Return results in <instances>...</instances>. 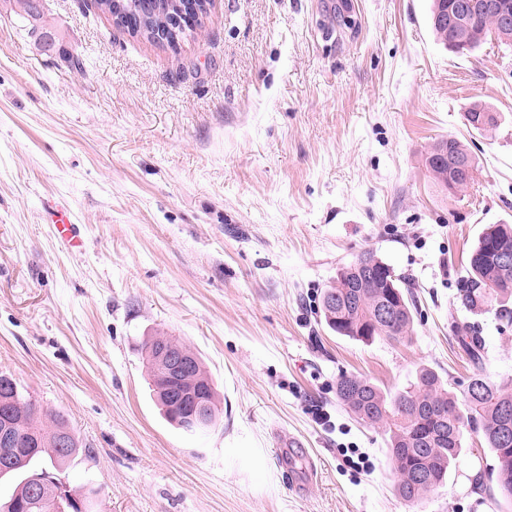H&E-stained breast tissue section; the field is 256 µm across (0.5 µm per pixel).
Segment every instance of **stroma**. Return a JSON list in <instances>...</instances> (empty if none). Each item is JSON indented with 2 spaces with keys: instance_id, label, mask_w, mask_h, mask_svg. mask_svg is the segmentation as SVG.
Wrapping results in <instances>:
<instances>
[{
  "instance_id": "1",
  "label": "stroma",
  "mask_w": 512,
  "mask_h": 512,
  "mask_svg": "<svg viewBox=\"0 0 512 512\" xmlns=\"http://www.w3.org/2000/svg\"><path fill=\"white\" fill-rule=\"evenodd\" d=\"M430 5L211 0L173 51L90 0H41L35 18L0 0V371L74 429L62 478L94 488L90 512H512L483 487L470 431L444 485L406 502L383 430L336 397L341 374L394 392L422 367L463 393L454 285L485 226L512 224V46L453 53ZM477 101L495 129L466 126ZM448 137L478 161L460 194L423 162ZM46 197L68 201L81 252L46 223ZM366 251L411 284V340L321 322L322 289ZM477 322L484 375L512 383V324ZM155 334L211 373L207 434L153 401Z\"/></svg>"
}]
</instances>
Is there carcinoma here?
<instances>
[{
  "label": "carcinoma",
  "mask_w": 512,
  "mask_h": 512,
  "mask_svg": "<svg viewBox=\"0 0 512 512\" xmlns=\"http://www.w3.org/2000/svg\"><path fill=\"white\" fill-rule=\"evenodd\" d=\"M452 0H432L429 22L445 46L456 37V30L445 26L442 17ZM162 8L151 20L142 19L141 0H94L95 9L107 20L120 13L126 23L116 24L133 38L177 51L180 43L202 28L208 0H160ZM471 49L491 39L512 45V34L504 36L497 21L475 12L463 18ZM469 128L485 131L497 124L496 113L482 103L465 112ZM424 164L435 182L444 189L465 190L477 161L455 138L434 142L424 155ZM512 255V225L489 224L473 248L468 268L456 283V302L469 316L495 310L502 321H512V261L503 263L502 254ZM392 266L375 253L365 251L342 268L321 293L320 320L339 336L362 342L377 337L408 340L413 332V300L406 278L387 277ZM391 309L388 319L382 310ZM458 339L470 358L478 363L485 340L469 322H453ZM164 347L172 355L189 350L170 336H149L144 341L143 367L153 400L164 417L185 430L168 402L166 381L153 368V355ZM189 377L204 390L202 412L204 430L220 419L217 393L211 374L200 357L190 366ZM336 397L358 421L378 427L387 435V448L397 475V491L414 503L442 485L448 468L458 461L464 429L482 436L489 451L485 464L488 476H496L501 496L512 500V386L497 384L482 373L474 374L462 396L448 390V382L438 373L421 368L414 381L390 393L370 380L343 374L336 382ZM9 425L22 450L3 455L0 445V478L26 472L0 512H88L94 490L84 494L78 508L56 501L60 470L80 447L68 422L48 414L26 398L17 380L0 372V431Z\"/></svg>",
  "instance_id": "carcinoma-1"
}]
</instances>
